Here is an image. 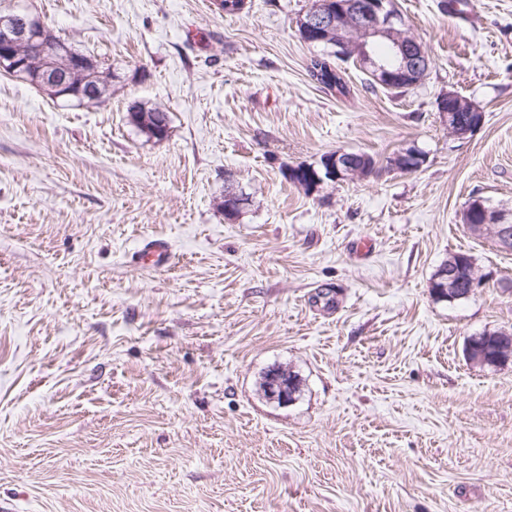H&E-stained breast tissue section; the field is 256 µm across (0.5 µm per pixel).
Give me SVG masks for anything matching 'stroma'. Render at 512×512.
<instances>
[{
	"label": "stroma",
	"mask_w": 512,
	"mask_h": 512,
	"mask_svg": "<svg viewBox=\"0 0 512 512\" xmlns=\"http://www.w3.org/2000/svg\"><path fill=\"white\" fill-rule=\"evenodd\" d=\"M427 51L405 92L352 62L311 79V0H0L112 72L78 106L0 73V499L14 512H512V251L470 199L512 214V0H392ZM483 107L464 139L437 109ZM141 101L167 138L131 125ZM422 151L417 171L387 160ZM341 150L367 178L307 192ZM248 203L225 221L227 186ZM153 239L171 260L144 265ZM482 288L436 299L449 254ZM282 367L292 403L261 383ZM128 120L129 122L134 125L135 127H137L141 132L142 129L140 127V124L139 123H135L133 122L130 118H129V113L131 112H135V113H142L144 114L143 117H144V123H147L150 121V117L152 114L158 116L160 119L159 121L163 123L162 126H158L159 129L163 128L165 130V133H166V137L168 135V131H169V124H170V118H169V115H168V112L165 111L164 109H162L161 107L159 106H147L145 103H142V102H139V101H135L133 102L129 107H128ZM142 117V119H143ZM146 117V118H145ZM477 342H475L472 348V343L469 341L467 348L470 355H467L468 359L475 364L481 366H490L495 358L499 354H506L507 349L510 348L512 353V334L508 335L506 332L501 330L484 331L481 333Z\"/></svg>",
	"instance_id": "35a3bbf8"
}]
</instances>
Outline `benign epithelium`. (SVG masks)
Here are the masks:
<instances>
[{
    "instance_id": "obj_1",
    "label": "benign epithelium",
    "mask_w": 512,
    "mask_h": 512,
    "mask_svg": "<svg viewBox=\"0 0 512 512\" xmlns=\"http://www.w3.org/2000/svg\"><path fill=\"white\" fill-rule=\"evenodd\" d=\"M325 27L336 31L331 55L356 61L382 86L400 84L412 88L419 85L429 71L428 54L417 40L404 32V22L393 8L392 0H335V5L330 8L317 5L300 19L299 34L304 42L311 44L313 37ZM378 38L390 41L389 53L385 57L375 53L373 42ZM32 56L47 63L49 70L43 79L61 95L76 92L70 87L68 74L90 63V59L70 43L60 38L48 39L46 27L40 20L25 13L0 17V69L24 77ZM76 93L95 95L91 86ZM437 106L446 119L448 132L458 139L467 138L483 125L482 109L456 92L441 95ZM325 164L328 177L335 181L350 176H370L368 169L359 166L354 162V155L345 151L328 154ZM246 201L245 195L235 188L224 192V219L235 220ZM476 209L481 211L483 223L494 228L499 247L511 251L512 220L504 213L489 210L480 199L469 203L464 211V220H469ZM460 274L459 270L442 269L433 280L434 294L440 299L453 301L468 297L483 286L480 277L470 275L464 280ZM265 390L271 400L280 404L294 400L293 388L277 371L265 379Z\"/></svg>"
}]
</instances>
